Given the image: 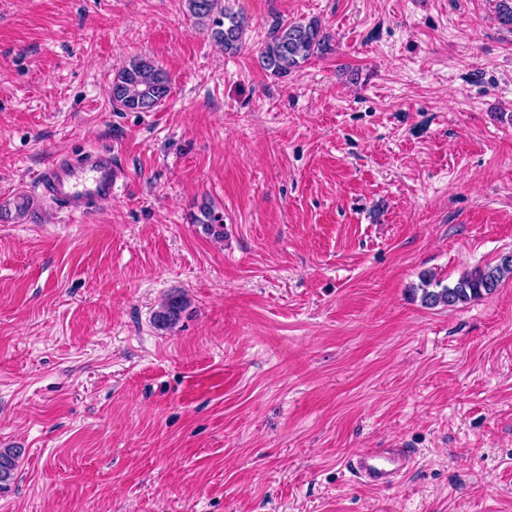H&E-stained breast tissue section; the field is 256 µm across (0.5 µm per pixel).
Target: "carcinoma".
<instances>
[{
	"mask_svg": "<svg viewBox=\"0 0 512 512\" xmlns=\"http://www.w3.org/2000/svg\"><path fill=\"white\" fill-rule=\"evenodd\" d=\"M196 24L208 31L226 53H236L243 46L246 29L244 18L228 12L223 0H186ZM331 50L330 36L321 23L307 24L276 22L269 29L260 52L262 67L277 77H286L316 54ZM170 92L166 73L151 61L138 60L123 69L112 81V101L128 112H148ZM205 233L216 239L224 238V217L206 208L196 219ZM512 275V255L501 258L500 264L478 269L461 277L452 286L444 285L431 276L422 278V302L430 307H455L471 299L493 294L502 280ZM188 308L182 295L168 297L154 314V324L161 329L175 327ZM24 453L22 448H0V491L7 488L16 463Z\"/></svg>",
	"mask_w": 512,
	"mask_h": 512,
	"instance_id": "1",
	"label": "carcinoma"
}]
</instances>
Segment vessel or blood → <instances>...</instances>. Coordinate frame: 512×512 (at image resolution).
Returning a JSON list of instances; mask_svg holds the SVG:
<instances>
[{"instance_id":"obj_1","label":"vessel or blood","mask_w":512,"mask_h":512,"mask_svg":"<svg viewBox=\"0 0 512 512\" xmlns=\"http://www.w3.org/2000/svg\"><path fill=\"white\" fill-rule=\"evenodd\" d=\"M117 169L111 154L89 151L55 156L39 177L41 192L70 214L83 215L100 200L111 198ZM408 453L403 449H376L348 459V470L360 480L390 485L403 473Z\"/></svg>"}]
</instances>
